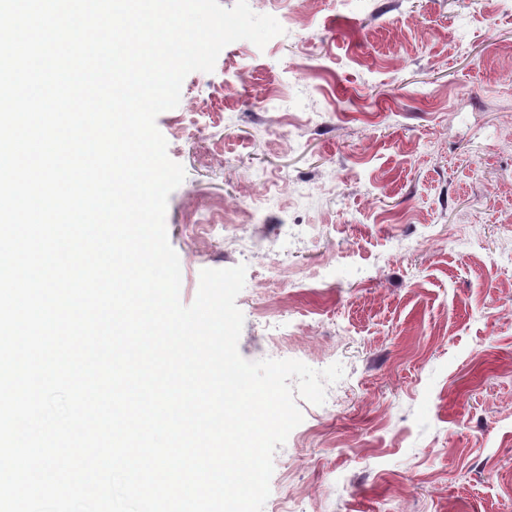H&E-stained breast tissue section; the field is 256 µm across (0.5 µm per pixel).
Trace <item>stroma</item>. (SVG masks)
<instances>
[{
    "mask_svg": "<svg viewBox=\"0 0 512 512\" xmlns=\"http://www.w3.org/2000/svg\"><path fill=\"white\" fill-rule=\"evenodd\" d=\"M287 15L156 125L191 305L246 265L248 361L345 374L274 455L286 512H512V12L504 0H248ZM224 208L222 224H194Z\"/></svg>",
    "mask_w": 512,
    "mask_h": 512,
    "instance_id": "1",
    "label": "stroma"
}]
</instances>
